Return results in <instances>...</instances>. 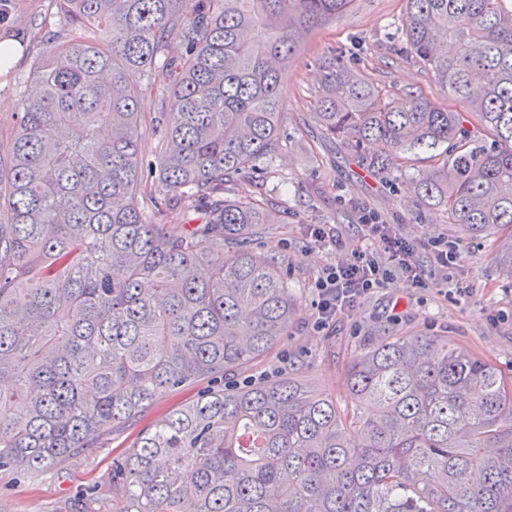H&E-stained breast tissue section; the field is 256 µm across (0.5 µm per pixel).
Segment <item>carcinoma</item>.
Segmentation results:
<instances>
[{"label": "carcinoma", "instance_id": "obj_1", "mask_svg": "<svg viewBox=\"0 0 512 512\" xmlns=\"http://www.w3.org/2000/svg\"><path fill=\"white\" fill-rule=\"evenodd\" d=\"M67 37L0 138V469L40 471L195 379L252 364L296 312L283 260L237 244L279 224L228 199L281 149L279 70L356 0H61ZM406 55L464 111L320 60L325 134L381 178L421 158V208L512 227V10L404 0ZM165 106L146 124L143 79ZM159 136L139 167L138 140ZM201 214L174 235L176 207ZM365 413L295 374L173 410L115 466L121 512H512V383L446 336L368 347Z\"/></svg>", "mask_w": 512, "mask_h": 512}]
</instances>
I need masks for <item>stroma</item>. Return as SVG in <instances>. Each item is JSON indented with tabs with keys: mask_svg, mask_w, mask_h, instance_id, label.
I'll return each instance as SVG.
<instances>
[{
	"mask_svg": "<svg viewBox=\"0 0 512 512\" xmlns=\"http://www.w3.org/2000/svg\"><path fill=\"white\" fill-rule=\"evenodd\" d=\"M59 0H9L0 22V41L14 39L23 50L8 74L0 75V126L10 127L13 112L32 79L33 65L45 53L42 35L61 32ZM403 0H357L336 22L305 36L301 52L281 72V152L267 161L263 196L284 215L248 238L254 251L283 258L288 285L297 298L286 339L265 360L224 376L206 377L160 397L136 420L100 435L92 447L76 451L43 471L0 469V512H120L123 499L112 469L147 428L201 393L250 382H272L295 373L311 389L354 405L343 387L347 364L363 348L390 336H446L467 346L512 378V231L476 233L448 223L443 211H417L411 194L416 166L379 179L339 141L325 136L311 102L320 83L317 59L327 48L347 50L356 68L375 82L423 91L438 105L444 92L431 73L404 63L396 38ZM379 215L418 245L417 261L427 282L411 287L402 275L359 299L354 310L317 330L314 288L322 271L363 245L361 210ZM324 225L340 246L316 243L314 225ZM437 240L459 245L465 260L447 270L432 258ZM467 286L468 296L455 290Z\"/></svg>",
	"mask_w": 512,
	"mask_h": 512,
	"instance_id": "obj_1",
	"label": "stroma"
}]
</instances>
